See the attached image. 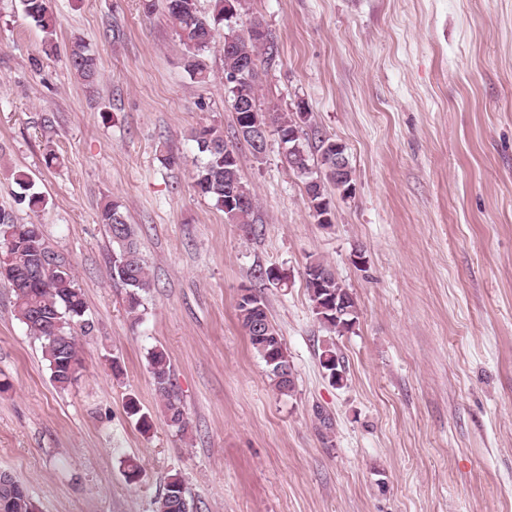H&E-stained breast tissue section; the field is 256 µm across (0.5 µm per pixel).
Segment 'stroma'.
<instances>
[{
  "label": "stroma",
  "instance_id": "obj_1",
  "mask_svg": "<svg viewBox=\"0 0 512 512\" xmlns=\"http://www.w3.org/2000/svg\"><path fill=\"white\" fill-rule=\"evenodd\" d=\"M52 7L48 55L20 0H0V207L70 259L93 330L80 378L56 388L0 283V472L38 512H154L174 474L197 512H512V0H247L274 45L261 108L304 106L355 170L321 226L270 133L262 157L240 153L259 199L249 229L193 188V132L233 135L223 40L197 83L164 7ZM78 38L100 66L90 87L68 63ZM20 174L41 211L20 203ZM109 199L151 273L137 321L109 274ZM313 257L358 304L335 339L339 387L320 363ZM270 267L287 285L263 278ZM244 287L284 339L291 395L272 389L237 321ZM156 347L191 422L183 436L154 392ZM131 396L149 433L126 413Z\"/></svg>",
  "mask_w": 512,
  "mask_h": 512
}]
</instances>
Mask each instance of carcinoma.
Returning a JSON list of instances; mask_svg holds the SVG:
<instances>
[{
	"instance_id": "obj_1",
	"label": "carcinoma",
	"mask_w": 512,
	"mask_h": 512,
	"mask_svg": "<svg viewBox=\"0 0 512 512\" xmlns=\"http://www.w3.org/2000/svg\"><path fill=\"white\" fill-rule=\"evenodd\" d=\"M51 0H21L23 11L45 34V52L54 51L53 35L56 19L51 10ZM168 16L184 45L187 58L185 68L191 78L203 82L208 78V67L204 53L215 41L219 26L224 22V0H214L211 15L198 9V0H164ZM230 50L224 52V72L237 70L240 63L250 61L255 70L239 75L227 88L228 102L235 114V141L224 138L218 125L200 127L194 136L198 152L203 161L194 173V188L197 193L224 210V198L232 191L248 198V204L235 212L225 210L232 224L250 226L257 209L254 189L243 181L240 174L239 150L243 147L256 158L264 150L252 144V134L242 122L239 104H252L263 132L271 130L281 138L286 147L295 149L285 162L294 166V171L304 175L306 181H317L312 188L314 199L326 209L331 208L327 186L336 182V169L329 157L330 136H317L315 146L309 149L307 128L310 120H302L307 113L304 107L293 112L275 109L262 110L258 105L261 75L272 55L268 34L258 18H252L239 30H230L224 36ZM69 62L83 82L91 85L99 76L96 58L90 54L85 42L77 39L72 43ZM112 242V279L128 288L127 310L134 319H139L142 294L150 288V272L139 253L133 225L129 224L117 200L104 203L100 213ZM11 234L14 247L0 251V264L10 267L14 307L17 319L25 325L29 335L39 341L43 357L50 372V380L60 388L67 389L80 377L83 360L80 356L78 334H88L91 323L84 319L86 306L81 289L68 259L53 250L45 241L37 224H18L13 211L0 208V243L6 234ZM307 275L321 279L315 288L307 289L312 311L319 323L328 331L343 336L353 331L357 321V304L352 293L336 278L333 270L319 259L310 260ZM347 302L348 311L338 315L335 306ZM237 317L248 341L256 354L264 361L270 385L280 395H289L295 389V377L288 358L283 336L271 318L264 298L255 293L251 300L236 303ZM265 326V335L256 331V324ZM147 362L155 394L162 407L166 425L183 435L190 421L185 407L178 397L172 382L171 364L166 352L154 348L148 352ZM320 363L332 384L344 382L345 367L334 343H326L321 352ZM127 414L136 419L137 425L147 432L152 428L150 417L141 412L138 400L127 398ZM0 502L7 503L8 512H35V504L27 489L11 475L0 474ZM196 505L189 495L183 480L173 475L169 478L165 492L157 501L156 512H194Z\"/></svg>"
}]
</instances>
